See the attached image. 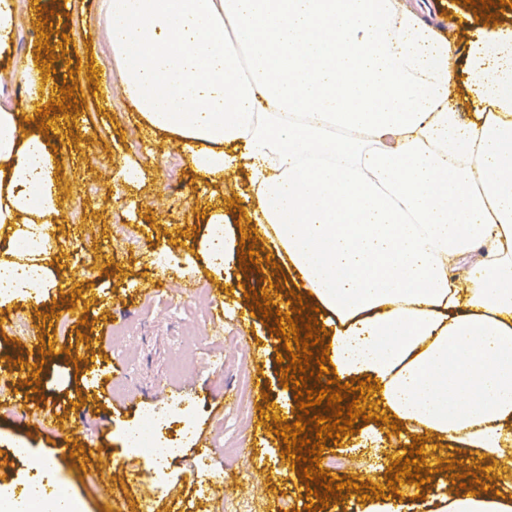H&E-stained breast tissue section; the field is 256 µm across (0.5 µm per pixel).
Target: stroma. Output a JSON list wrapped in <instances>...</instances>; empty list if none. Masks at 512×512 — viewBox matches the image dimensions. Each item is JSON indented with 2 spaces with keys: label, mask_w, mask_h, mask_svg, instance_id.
Wrapping results in <instances>:
<instances>
[{
  "label": "stroma",
  "mask_w": 512,
  "mask_h": 512,
  "mask_svg": "<svg viewBox=\"0 0 512 512\" xmlns=\"http://www.w3.org/2000/svg\"><path fill=\"white\" fill-rule=\"evenodd\" d=\"M443 14L447 33L461 57H468L482 31L481 21L457 30L453 23L467 11L464 0H433ZM21 27L16 53L36 54L45 38H68L78 44L76 56L65 58L63 70L77 101L75 116L62 142L61 221L53 228L59 251V274L67 287L53 289L43 303L55 309L46 320L18 300L0 309V385L23 397L27 411L13 416L0 411V490L24 491L36 475L12 460L15 444H24L31 458L54 460L63 488L81 505L80 512H289L296 507L299 477L284 476L289 463L283 439L274 424L286 417L259 420L254 403L225 397V388H237L241 374L263 375L271 401L285 400L280 366L282 346L272 324L252 308L249 293L278 284L281 295L295 288L292 274L263 263L260 273L232 263L214 273L199 251L205 231L203 217L223 205L225 221H244L238 202L247 184L227 179L223 185L199 183L189 158L171 147L163 163L147 167L134 184L115 175L131 159H143L156 147L143 136L139 115L123 96L116 75L108 74L100 33L82 27L81 15H94L96 0H80L79 12L60 17L50 12V0H20ZM124 228L128 241L116 240ZM208 285L224 303L223 331L205 330L202 350L209 363L196 375L172 380L171 372L186 323L201 322L204 310L183 302L181 288L188 282ZM85 303V325L61 329L72 303ZM24 322L23 335L11 334L15 322ZM133 323L132 337L117 340L109 323ZM55 333L58 345L50 363L38 376L39 388L28 385L16 363L24 337L42 331ZM77 355H70V348ZM131 368L130 390L114 396L111 386L121 383L113 362ZM196 410L190 421L178 411ZM159 413L172 431L190 427L193 440L170 462L171 487L158 491L151 475L134 484V498L121 507L99 492L102 479L125 481L146 461L128 454L120 434L132 428L143 412ZM238 438L242 451L235 463L214 456V473H227L223 500L200 495L195 460L204 448L223 436ZM355 434L342 436L330 452L340 461L337 476L355 483L367 481L383 454V446L361 448ZM90 447L82 469H72L65 451Z\"/></svg>",
  "instance_id": "obj_1"
}]
</instances>
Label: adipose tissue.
Returning <instances> with one entry per match:
<instances>
[{
    "instance_id": "adipose-tissue-1",
    "label": "adipose tissue",
    "mask_w": 512,
    "mask_h": 512,
    "mask_svg": "<svg viewBox=\"0 0 512 512\" xmlns=\"http://www.w3.org/2000/svg\"><path fill=\"white\" fill-rule=\"evenodd\" d=\"M19 0H0V64ZM110 70L146 127L203 183L244 171L241 208L327 328L326 369L370 380L399 450L426 435L457 474L512 454V35L487 29L468 65L473 117L451 105L457 62L440 21L405 0H97ZM41 115L0 96V307L40 304L60 214ZM213 272L246 251L211 208ZM76 512L41 488L0 512ZM433 512H512V494L452 485Z\"/></svg>"
}]
</instances>
